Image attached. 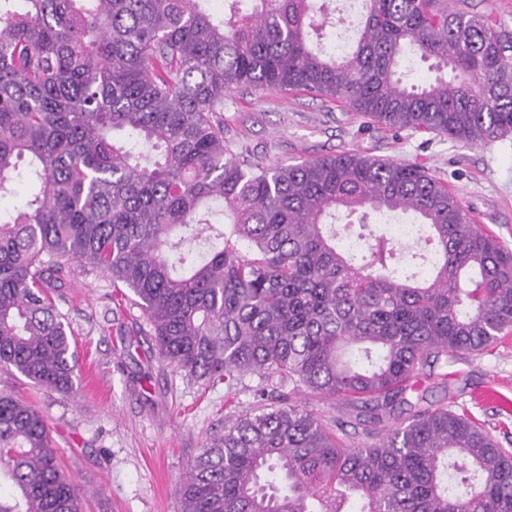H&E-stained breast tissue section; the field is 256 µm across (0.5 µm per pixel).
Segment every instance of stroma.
I'll use <instances>...</instances> for the list:
<instances>
[{
  "label": "stroma",
  "mask_w": 512,
  "mask_h": 512,
  "mask_svg": "<svg viewBox=\"0 0 512 512\" xmlns=\"http://www.w3.org/2000/svg\"><path fill=\"white\" fill-rule=\"evenodd\" d=\"M226 147L272 166L360 150L420 163L469 206L478 224L512 249V134L465 146L420 131L377 128L344 104L302 92L260 88L227 93L216 113ZM56 305L67 318L80 366L75 396L0 376L46 415L64 469L86 490L85 512H177L189 463L225 425L252 411L257 378L233 399L224 385L191 379L161 361L153 330L130 300H116L111 278L70 268ZM461 389L447 394L422 379L429 402L465 410L502 447L512 448V334L482 354L449 360Z\"/></svg>",
  "instance_id": "1"
}]
</instances>
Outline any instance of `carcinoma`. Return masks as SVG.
<instances>
[{
    "mask_svg": "<svg viewBox=\"0 0 512 512\" xmlns=\"http://www.w3.org/2000/svg\"><path fill=\"white\" fill-rule=\"evenodd\" d=\"M0 0V197L26 161L37 190L0 219V370L77 390L53 293L68 263L107 273L159 359L225 385L256 376L259 413L190 465L178 512H512V452L418 384L512 332V251L422 164L360 151L248 166L224 147V94L305 91L395 130L466 146L512 133V37L448 0ZM435 76L410 84L406 52ZM224 224L210 223L214 204ZM411 212L410 247L368 216ZM430 272L421 276V269ZM288 382L273 399L266 382ZM306 390L355 411L327 424ZM41 410L0 385V512H83Z\"/></svg>",
    "mask_w": 512,
    "mask_h": 512,
    "instance_id": "carcinoma-1",
    "label": "carcinoma"
}]
</instances>
